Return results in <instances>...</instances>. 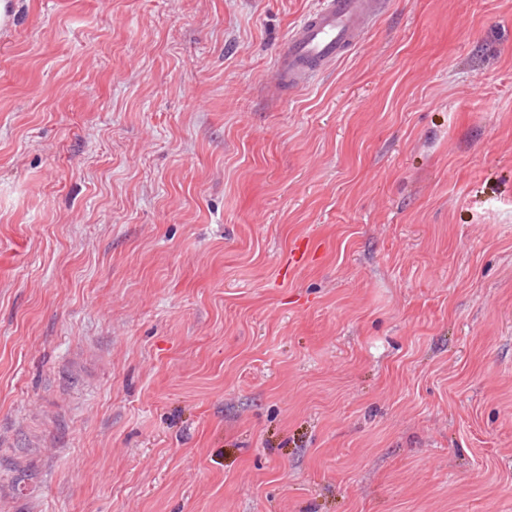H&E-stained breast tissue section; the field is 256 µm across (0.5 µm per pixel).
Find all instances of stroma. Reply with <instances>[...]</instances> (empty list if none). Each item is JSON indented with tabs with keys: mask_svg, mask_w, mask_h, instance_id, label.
Instances as JSON below:
<instances>
[{
	"mask_svg": "<svg viewBox=\"0 0 512 512\" xmlns=\"http://www.w3.org/2000/svg\"><path fill=\"white\" fill-rule=\"evenodd\" d=\"M13 3L0 512H512V0ZM385 0H320L289 32L278 52L275 85L283 91L313 81L361 39Z\"/></svg>",
	"mask_w": 512,
	"mask_h": 512,
	"instance_id": "1",
	"label": "stroma"
}]
</instances>
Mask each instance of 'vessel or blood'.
I'll return each instance as SVG.
<instances>
[{
    "mask_svg": "<svg viewBox=\"0 0 512 512\" xmlns=\"http://www.w3.org/2000/svg\"><path fill=\"white\" fill-rule=\"evenodd\" d=\"M385 0H319L289 32L278 52L275 85L297 88L324 73L360 40Z\"/></svg>",
    "mask_w": 512,
    "mask_h": 512,
    "instance_id": "obj_1",
    "label": "vessel or blood"
}]
</instances>
